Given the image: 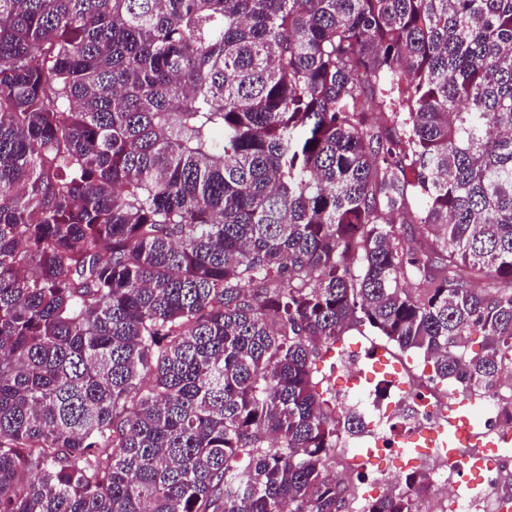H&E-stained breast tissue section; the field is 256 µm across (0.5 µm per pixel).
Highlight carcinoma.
Segmentation results:
<instances>
[{"label":"carcinoma","instance_id":"carcinoma-1","mask_svg":"<svg viewBox=\"0 0 512 512\" xmlns=\"http://www.w3.org/2000/svg\"><path fill=\"white\" fill-rule=\"evenodd\" d=\"M357 323L512 368V0H0V512H351Z\"/></svg>","mask_w":512,"mask_h":512}]
</instances>
